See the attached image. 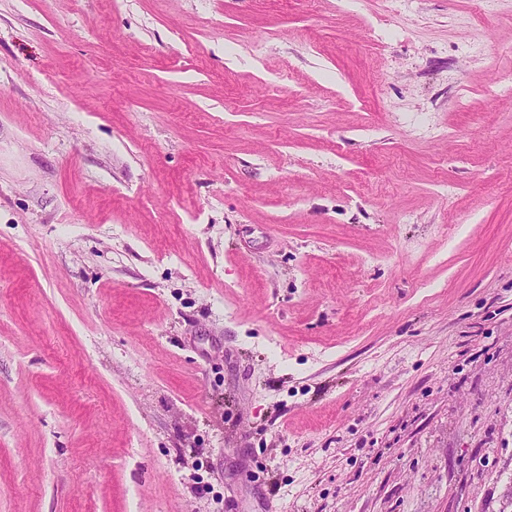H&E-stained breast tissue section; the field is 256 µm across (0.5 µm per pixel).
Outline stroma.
Wrapping results in <instances>:
<instances>
[{"label": "stroma", "mask_w": 512, "mask_h": 512, "mask_svg": "<svg viewBox=\"0 0 512 512\" xmlns=\"http://www.w3.org/2000/svg\"><path fill=\"white\" fill-rule=\"evenodd\" d=\"M509 83L512 0H0V512H512Z\"/></svg>", "instance_id": "stroma-1"}]
</instances>
